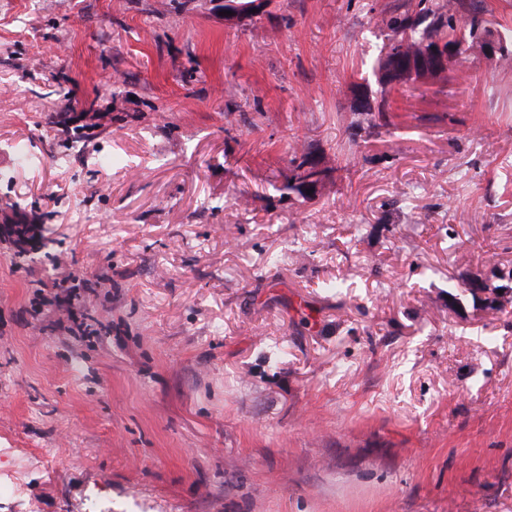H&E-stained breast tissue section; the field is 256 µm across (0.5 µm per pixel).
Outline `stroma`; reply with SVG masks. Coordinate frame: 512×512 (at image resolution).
I'll use <instances>...</instances> for the list:
<instances>
[{
	"label": "stroma",
	"instance_id": "obj_1",
	"mask_svg": "<svg viewBox=\"0 0 512 512\" xmlns=\"http://www.w3.org/2000/svg\"><path fill=\"white\" fill-rule=\"evenodd\" d=\"M407 3L0 0V203L54 238L0 242V512H512V314L462 288L512 269V68L370 126ZM247 0H224V11H231L232 16H224V24L238 26L248 21L257 20L267 11L271 0H254L253 3H245ZM256 9L255 13L252 10ZM298 161L294 165L292 175L295 177V182L301 185V189L306 193V189L315 190L319 185L325 183L327 172L325 167L315 162L308 161L303 166L298 168Z\"/></svg>",
	"mask_w": 512,
	"mask_h": 512
}]
</instances>
